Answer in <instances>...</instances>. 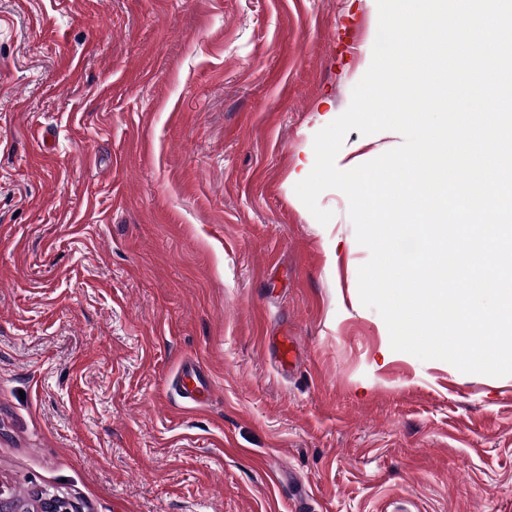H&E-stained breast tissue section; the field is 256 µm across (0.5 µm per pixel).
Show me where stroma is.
Segmentation results:
<instances>
[{"label": "stroma", "instance_id": "1", "mask_svg": "<svg viewBox=\"0 0 512 512\" xmlns=\"http://www.w3.org/2000/svg\"><path fill=\"white\" fill-rule=\"evenodd\" d=\"M377 29L376 0H0L1 489L512 512V375L392 350L347 197L323 225L295 193ZM402 142L350 131L336 166ZM185 376L188 382H183L182 384L180 390L183 394L182 397L188 402L202 404L210 391L211 383L204 378L202 373L194 368L189 369Z\"/></svg>", "mask_w": 512, "mask_h": 512}]
</instances>
